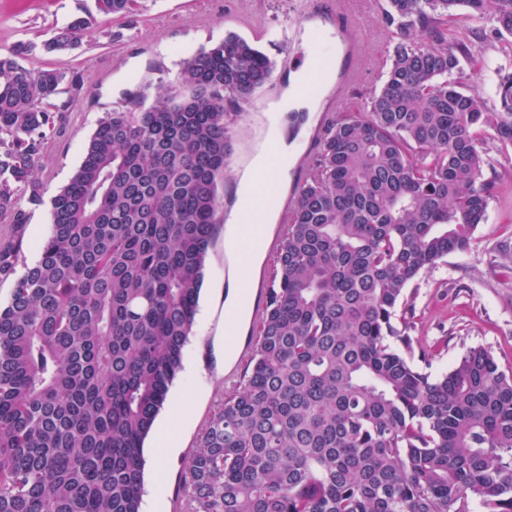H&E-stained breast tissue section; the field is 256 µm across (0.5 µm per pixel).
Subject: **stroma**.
I'll return each instance as SVG.
<instances>
[{
	"mask_svg": "<svg viewBox=\"0 0 512 512\" xmlns=\"http://www.w3.org/2000/svg\"><path fill=\"white\" fill-rule=\"evenodd\" d=\"M304 0H138L136 10L103 21L101 28L77 32L76 47L66 57L43 51L25 57L30 69L67 65L78 69L85 82L79 97L50 134L37 173L44 201L20 205L29 214L24 255L34 262L38 246L51 227V198L65 185L83 159L99 119L106 113L152 99L170 88L181 62L233 32L258 45L276 63L280 79L289 74L288 55L298 49L293 32ZM365 43L359 73L346 111H362L384 83L389 55L398 40L384 26L379 0H344ZM94 0H0V56L8 57L22 42H42L55 29L93 10ZM476 49L488 68V82L476 87L487 101L497 98L490 85L499 74L512 73V54L501 50V37L489 21L474 23ZM267 99L253 96L230 111L226 123L233 140L228 169L245 168L268 135ZM485 177L495 184L486 220L475 232L472 246L448 254L422 273L407 297L414 318L413 340L435 345L430 370L449 371L470 348L491 351L503 371L512 370V150H500L487 140ZM219 229L207 253L205 279L199 299L207 320H196L184 353V369L172 390L191 404L199 425L183 429L180 408L167 401L160 412L181 444L179 456L166 461L162 473L147 471L155 487V512H181L179 473L185 456L199 441L203 424L215 412L229 385L224 380V240Z\"/></svg>",
	"mask_w": 512,
	"mask_h": 512,
	"instance_id": "1",
	"label": "stroma"
}]
</instances>
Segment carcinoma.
Returning a JSON list of instances; mask_svg holds the SVG:
<instances>
[{
  "mask_svg": "<svg viewBox=\"0 0 512 512\" xmlns=\"http://www.w3.org/2000/svg\"><path fill=\"white\" fill-rule=\"evenodd\" d=\"M95 4L17 55L64 54L136 0ZM487 17L512 35V0H388L386 79L295 189L254 354L180 471L188 512H512V374L475 347L434 377L407 333L406 290L486 219L483 134L512 148V73L492 108L463 87L486 66L460 22ZM273 68L229 33L174 89L106 113L28 265L17 193L43 202L36 163L84 78L0 57V512H141L223 206L226 103Z\"/></svg>",
  "mask_w": 512,
  "mask_h": 512,
  "instance_id": "1",
  "label": "carcinoma"
}]
</instances>
